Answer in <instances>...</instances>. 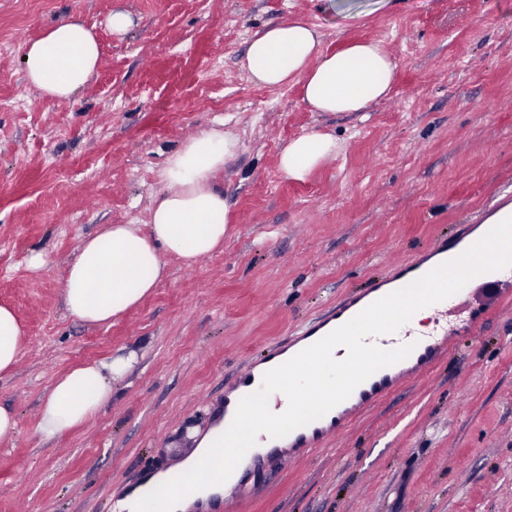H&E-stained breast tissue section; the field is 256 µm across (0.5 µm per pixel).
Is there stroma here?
Returning a JSON list of instances; mask_svg holds the SVG:
<instances>
[{"label":"stroma","instance_id":"stroma-1","mask_svg":"<svg viewBox=\"0 0 512 512\" xmlns=\"http://www.w3.org/2000/svg\"><path fill=\"white\" fill-rule=\"evenodd\" d=\"M130 14L126 33L107 18ZM299 14L324 50L375 39L398 62L388 98L314 112L300 87L241 67L253 34ZM93 28L95 78L68 100L34 92L27 44L57 21ZM225 124L242 144L219 180L223 249L168 274L110 325L71 318L63 282L78 243L144 224L158 175L189 138ZM335 136V159L302 182L282 149ZM512 191V0H388L355 20L319 0H0V305L26 336L0 374L19 417L0 445V512H111L115 495L209 430L244 361L351 292L469 224ZM42 253L46 266L29 259ZM137 350L89 423L44 441L43 398L61 372ZM235 512H512V303L301 465L265 459Z\"/></svg>","mask_w":512,"mask_h":512}]
</instances>
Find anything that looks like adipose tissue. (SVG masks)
<instances>
[{"label": "adipose tissue", "instance_id": "1", "mask_svg": "<svg viewBox=\"0 0 512 512\" xmlns=\"http://www.w3.org/2000/svg\"><path fill=\"white\" fill-rule=\"evenodd\" d=\"M323 41L321 27L295 15L256 32L243 66L259 85H300L303 102L315 112H362L388 97L397 62L381 42L352 41L328 54ZM100 54L91 29L81 20L63 19L26 46L25 78L40 95L68 99L94 76ZM239 149L237 136L213 127L172 153L160 172L147 225L109 224L79 243L63 284L68 314L86 324L111 323L157 288L170 260L189 266L219 250L230 209L217 175ZM337 149L334 136L307 133L285 146L279 167L289 179L302 181ZM22 350V324L12 309L0 306V373L15 367ZM130 366V359L108 357L57 376L41 404L37 435L50 440L96 417L112 401L113 381ZM231 491L221 480L197 488L178 484L157 512H189L196 501Z\"/></svg>", "mask_w": 512, "mask_h": 512}]
</instances>
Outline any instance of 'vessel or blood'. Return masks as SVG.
<instances>
[{
	"instance_id": "1",
	"label": "vessel or blood",
	"mask_w": 512,
	"mask_h": 512,
	"mask_svg": "<svg viewBox=\"0 0 512 512\" xmlns=\"http://www.w3.org/2000/svg\"><path fill=\"white\" fill-rule=\"evenodd\" d=\"M502 209L501 202H493L476 223L459 225L453 235L440 237L415 260L390 265L387 273L371 287L353 292L329 316L301 326L287 340L270 348L266 353L250 357L235 379L224 389L225 423H232L240 400L259 389L266 372L311 346L373 302L463 253L491 230V217L499 214ZM486 289L494 290L499 301L512 300V277L494 271L471 279L460 291L461 296L469 300L468 314L461 324L448 326V304L442 301L434 306L437 321L434 334L418 336L413 326L407 324L395 333L373 337V344L383 349L409 344L413 350L404 360L375 372L322 418L296 428L280 438L260 434L256 448L249 450L242 459L241 468L253 466L258 461V451L262 448L283 451L292 460L308 457L314 450L325 447L329 439L341 434L356 415L378 404L398 385L421 376L449 355L461 341L475 339L487 321L490 306L475 301L474 296Z\"/></svg>"
}]
</instances>
